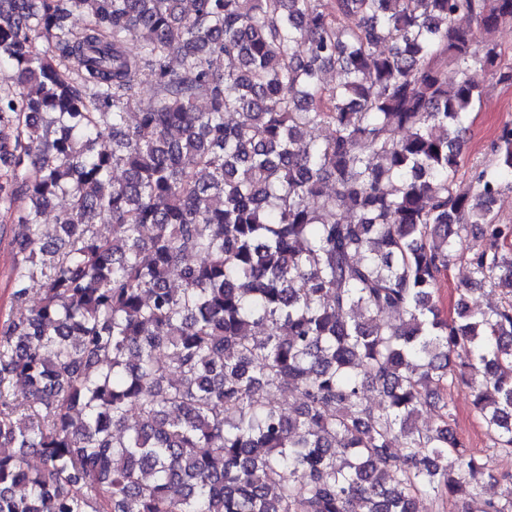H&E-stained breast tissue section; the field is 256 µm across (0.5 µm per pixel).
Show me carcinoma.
Returning <instances> with one entry per match:
<instances>
[{"mask_svg": "<svg viewBox=\"0 0 512 512\" xmlns=\"http://www.w3.org/2000/svg\"><path fill=\"white\" fill-rule=\"evenodd\" d=\"M184 3L0 0L9 298L39 295L0 318V512H512L486 494L512 455L511 120L454 190L477 76L512 85V0ZM457 259L499 306L443 315ZM494 39L501 51L502 63L512 66V19L501 21L494 33ZM453 413V426L456 432L469 443V449L481 454L486 448L487 439L471 404V397L466 389L452 388L448 392Z\"/></svg>", "mask_w": 512, "mask_h": 512, "instance_id": "1", "label": "carcinoma"}]
</instances>
